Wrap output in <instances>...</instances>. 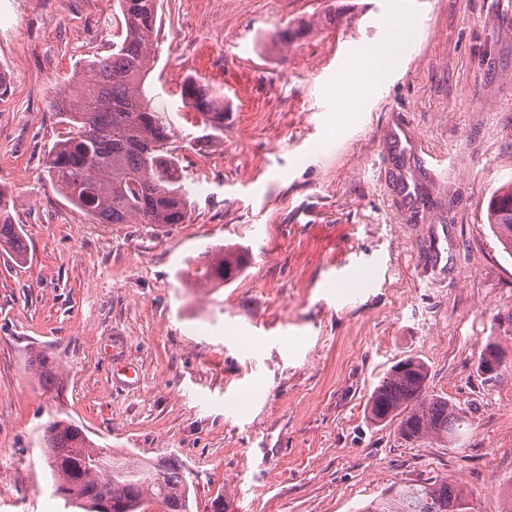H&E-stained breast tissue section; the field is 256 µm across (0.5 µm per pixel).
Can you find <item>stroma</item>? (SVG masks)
I'll use <instances>...</instances> for the list:
<instances>
[{"label": "stroma", "mask_w": 512, "mask_h": 512, "mask_svg": "<svg viewBox=\"0 0 512 512\" xmlns=\"http://www.w3.org/2000/svg\"><path fill=\"white\" fill-rule=\"evenodd\" d=\"M390 0H160L149 95L175 131L184 224H99L42 177L48 107L120 32L115 0H0V200L27 247L0 250V512L51 496L47 425L178 457L194 512H358L394 485L450 478L468 512L512 484V257L487 221L512 180V0H406L415 38L356 120L332 91L386 35ZM224 100L205 143L183 83ZM439 266L417 264L431 242ZM249 250L216 288L206 247ZM58 364L44 389L28 365ZM464 421L452 445L401 439L367 399L398 361ZM504 355L503 351L496 341H488L483 350L481 351L478 361H477V369L481 370L483 366L492 367L496 366V372L491 375V372L487 369L484 370V377L486 382H497L499 381L505 372L509 371V368L512 371V364L507 367L504 363Z\"/></svg>", "instance_id": "obj_1"}]
</instances>
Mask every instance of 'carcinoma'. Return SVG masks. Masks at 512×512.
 I'll return each mask as SVG.
<instances>
[{"mask_svg":"<svg viewBox=\"0 0 512 512\" xmlns=\"http://www.w3.org/2000/svg\"><path fill=\"white\" fill-rule=\"evenodd\" d=\"M120 41L76 72L75 92L58 94L50 109L69 126L45 154L49 182L74 206L100 224H184L188 191L174 156L172 127L166 112L152 105L144 90L156 51L158 0H117ZM198 115L202 140L224 136V104L204 85L187 80L180 92ZM93 134L85 136L86 123ZM487 220L503 252L512 257V181L497 189ZM0 248L24 261L19 230L0 210ZM246 262L242 246L226 247L197 271L217 284L234 279ZM496 367L486 378L499 381L509 367L496 341L481 351L477 368ZM30 369L43 386L54 385L57 365L46 353L30 357ZM428 368L420 360L397 362L367 401L375 423L398 420V432L414 444L426 438L450 443L460 417L448 398L429 392ZM43 457L67 507L84 512H144L150 503L161 512H191L190 487L183 465L166 456L156 462L117 456L92 441L77 424L50 423L43 436ZM160 473L161 478H153ZM464 490L436 479L404 484L366 503L359 512H462Z\"/></svg>","mask_w":512,"mask_h":512,"instance_id":"cac0c4a2","label":"carcinoma"}]
</instances>
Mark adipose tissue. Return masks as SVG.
<instances>
[{
	"instance_id": "obj_1",
	"label": "adipose tissue",
	"mask_w": 512,
	"mask_h": 512,
	"mask_svg": "<svg viewBox=\"0 0 512 512\" xmlns=\"http://www.w3.org/2000/svg\"><path fill=\"white\" fill-rule=\"evenodd\" d=\"M392 39L386 45H368L357 54L336 81V111L348 118L352 106L368 100L385 84L396 66L397 49L405 43L407 30L400 13L392 15Z\"/></svg>"
}]
</instances>
